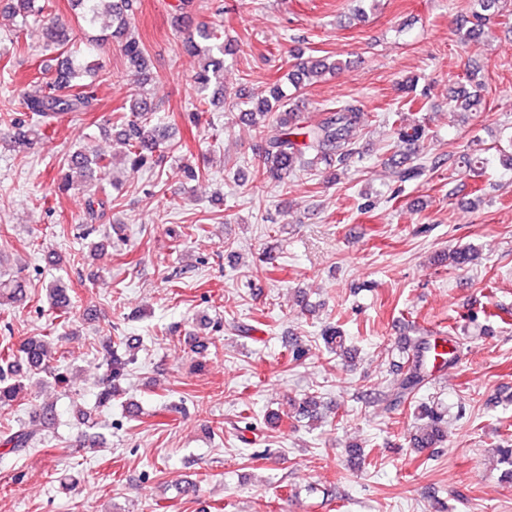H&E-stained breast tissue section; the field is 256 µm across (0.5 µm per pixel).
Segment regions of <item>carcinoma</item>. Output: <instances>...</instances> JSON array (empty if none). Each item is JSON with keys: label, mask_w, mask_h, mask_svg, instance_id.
Wrapping results in <instances>:
<instances>
[{"label": "carcinoma", "mask_w": 512, "mask_h": 512, "mask_svg": "<svg viewBox=\"0 0 512 512\" xmlns=\"http://www.w3.org/2000/svg\"><path fill=\"white\" fill-rule=\"evenodd\" d=\"M79 9V15L88 27H93L104 17L112 18L111 38L121 43V51L127 69L141 83L151 79L148 72L146 49L131 31V17L136 10V0H72ZM476 8L471 15L460 20L457 29L461 41L479 45L484 42L485 28L491 17L503 15L501 0H475ZM53 0H8L4 11L18 19L25 26L39 23L51 11ZM194 0H180L175 24L185 34L184 47L201 58L199 70L194 76V88L200 111L195 113L202 121L208 112L207 105L221 100L224 80V55L230 45L224 43L222 33L204 24L194 23ZM43 50L60 53L61 62L40 89L34 93L19 91L20 109L6 115L8 126L13 133L8 135L13 150L25 152L35 148L42 141L45 129L58 123L71 122L75 118L94 112L99 108L97 88L93 83L84 82V75L91 69L88 65L89 40L59 23L50 22L45 27ZM342 68V63H329L318 56H297L293 70L288 73L289 83L296 89L316 82L328 71ZM281 87L274 86L271 100L264 103L263 111L247 112V120L254 125L266 127L275 124V133L261 138L258 153L261 159L262 176L268 181L288 184V179L300 170H316L327 179H336V170L349 165L357 154L354 132L363 123L364 112L357 100H351L336 107L324 109L316 118H311L300 109L284 101ZM450 102L463 123H468L475 112L486 110V101L479 92V84H462L449 95ZM157 104L146 92L134 98L130 108L115 113L113 120L120 126L118 142L123 148L122 158L135 172L144 167L153 168L163 158V145L168 139L166 128L155 121ZM392 128L398 141L405 146H416L427 137L426 127L421 121L406 122L404 113L394 112ZM107 158L100 153L87 154L75 151L67 159V169L61 171L58 190L67 191L72 186V171L90 172L93 168L105 167ZM400 181L406 182L419 177L421 168L410 163L401 150L389 158ZM486 158L478 153H466L458 157V168L473 176H481ZM112 204L105 188L90 196L86 213L93 220L104 215L106 207ZM450 264L455 268L469 266L476 260L471 249H456L448 253ZM26 282L18 275L0 281V302L13 303L23 298ZM51 309L64 316L68 314L72 298L68 289L55 285L46 289ZM321 337L328 351L337 355L348 352L346 339L341 329L328 325ZM438 344L427 336H418L407 351L402 352L399 378L394 381L389 402L392 405L406 403L410 396L422 388L430 376L428 364L438 356ZM106 373L102 378L99 401L112 402L119 395L117 381L124 376L133 357L127 355L130 343L119 336H108L101 344ZM60 351L51 340L44 336L30 338L19 352L10 347L0 350V409L14 406L24 389L21 372H47L52 362L59 361ZM317 407L315 397L308 396L293 404L294 418H311ZM445 412L438 406L421 403L418 405L416 426L412 442L416 448H432L445 438L443 426ZM32 432L19 426L0 436V445L14 453L24 452L33 444Z\"/></svg>", "instance_id": "1"}]
</instances>
